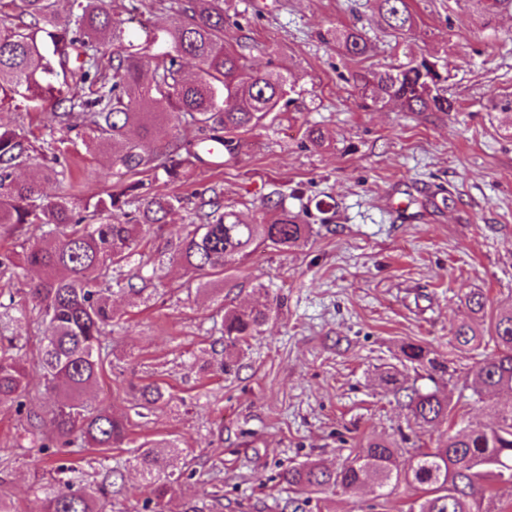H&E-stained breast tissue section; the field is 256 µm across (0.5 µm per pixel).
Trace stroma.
<instances>
[{"label":"stroma","instance_id":"35a3bbf8","mask_svg":"<svg viewBox=\"0 0 512 512\" xmlns=\"http://www.w3.org/2000/svg\"><path fill=\"white\" fill-rule=\"evenodd\" d=\"M408 3L416 25L398 36L380 24L373 0H224L226 43L243 47L260 70L290 73L295 86L280 111L238 134L223 166L205 155L182 181L160 179L154 189L192 206L199 193L220 187L244 223L261 219L277 190L313 233L294 250L259 247L230 274L220 300L196 294L191 273L172 262L170 230L147 235L125 266L132 274L140 263L155 265L161 282L147 302L115 299L112 365L88 402L127 412L135 442L178 441L168 468L181 479L164 512H186L192 501L203 512H281L295 496L284 475L299 463L336 468L373 437L434 447L447 422L408 427L403 395L380 380L390 367L403 385L439 389L472 422L494 419L492 403L462 379L475 362L497 355L493 318L512 305V111L503 107L512 99V11L488 15L471 0ZM111 6L137 48L144 28L172 20L168 0ZM352 26L370 40L358 62L334 39ZM423 53L447 60L455 111L375 105L352 79L358 69L382 70ZM47 108L9 91L0 96V122L81 149V115L51 129ZM310 127L322 131V145L310 143ZM109 165L104 152L73 160L75 192L102 196ZM473 289L487 297L479 315L462 302ZM263 302L273 305V318L245 346L238 371L221 373L213 325L224 306ZM464 321L482 335L471 351L453 336ZM406 343L429 348L452 375L401 368ZM152 381L170 400L138 415L132 387ZM27 427L11 404H0V495L16 512H30L58 488L55 457L32 465ZM134 455L130 447L82 454L88 479L121 466L126 488L112 512H147L153 498ZM417 495L405 484L384 500L369 488L309 494L300 512H406Z\"/></svg>","mask_w":512,"mask_h":512}]
</instances>
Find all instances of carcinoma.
Wrapping results in <instances>:
<instances>
[{"mask_svg": "<svg viewBox=\"0 0 512 512\" xmlns=\"http://www.w3.org/2000/svg\"><path fill=\"white\" fill-rule=\"evenodd\" d=\"M379 18L393 33L413 30L415 18L407 0H375ZM174 20L161 30L146 32L145 44L155 53L129 52V33L105 0H0V14L14 22L0 23V94L23 90L49 102L51 124L70 126L74 113L84 121L86 151L112 153V168L120 175L95 201L65 188L71 169L48 167L40 179L19 181L18 168L59 151L57 141L35 145L27 132L0 124V231L14 235L26 224H37L42 236L25 239L19 249L0 252V276L36 267L42 276L29 284L32 310L45 330L38 368L53 392L54 431L39 440V452L66 458L76 449L121 448L128 443L130 422L111 407L90 408L85 396L97 386L110 355L104 341L115 317L112 295L143 299L144 289L122 269L144 240L147 226L161 230L183 198L145 190L146 182L164 177L183 179L195 153L170 136L172 123L184 120L204 133L196 146L203 152L217 142L234 150V136L263 123L276 111L290 85L282 73H263L247 56L224 42V0H174ZM336 44L352 58L366 55L367 35L355 28L336 30ZM198 61L200 74L184 76L183 59ZM166 93L161 98H134L144 74ZM373 103L394 101L407 112H451L445 95L448 63L423 55L384 70H366L354 77ZM83 89L63 95L62 86ZM132 180H125V176ZM60 188L45 192L44 183ZM180 225L173 259L194 274L197 291L215 294L216 277L239 269L261 246L283 250L304 244L312 227L288 214L282 202L257 224H242L224 207L216 189ZM117 289H112V286ZM272 308H224L219 332L224 345L222 370H236L242 347L261 332ZM14 295L0 289V403L27 413L22 394L29 367L20 351L21 339L7 334L15 320ZM459 345L468 347L480 336L467 323L455 329ZM497 357L476 363L466 373L475 392L490 397L512 392V307L496 313ZM402 360L434 373H448V364L430 356L425 347L408 343ZM407 423L418 427L448 421V436L435 448H416L398 464L399 449L371 439L332 471L316 461L288 470V485L303 492L340 487H369L377 497L389 496L405 483L422 492L408 512H503L496 505L495 487L512 480V400L495 403L488 424L467 425L457 432L454 407L436 389L405 388ZM140 400L156 405L165 400L156 382L138 388ZM176 441L160 439L138 446L135 460L154 485L156 501L168 493L162 480L167 456ZM120 468L106 469V481L68 479L63 488L39 499L32 512H101V501L123 489Z\"/></svg>", "mask_w": 512, "mask_h": 512, "instance_id": "1", "label": "carcinoma"}]
</instances>
